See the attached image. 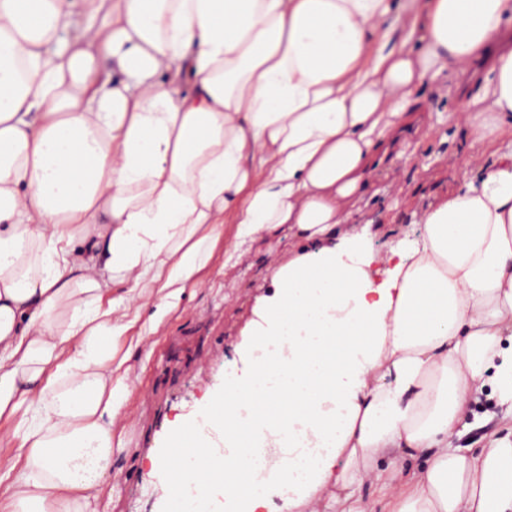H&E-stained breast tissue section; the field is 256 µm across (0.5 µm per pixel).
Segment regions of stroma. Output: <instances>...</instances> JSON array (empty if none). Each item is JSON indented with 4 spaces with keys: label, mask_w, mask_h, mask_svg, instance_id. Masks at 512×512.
<instances>
[{
    "label": "stroma",
    "mask_w": 512,
    "mask_h": 512,
    "mask_svg": "<svg viewBox=\"0 0 512 512\" xmlns=\"http://www.w3.org/2000/svg\"><path fill=\"white\" fill-rule=\"evenodd\" d=\"M491 62L488 55L475 61L472 77L460 90L443 94L432 84L418 89L412 122L381 163L351 221L355 228L378 226L376 249L415 238L418 214L449 187L470 178L464 129L448 115L466 111ZM297 249L295 239L284 232L245 249L236 246L232 231H225L221 265L201 285L186 289L160 325L151 321L156 307L150 304L130 328L112 337L113 363L129 362L138 379L120 395V417L112 431V476L89 512H172L162 465L170 435L223 393L224 371L241 363L244 332L257 300L274 292L265 274L268 256L284 263ZM502 415L496 394L483 390L471 403L469 430L453 441V448L470 454L486 446ZM422 463L419 456L384 459L372 482L325 489L318 512H341L347 497L360 512H382V486L404 484Z\"/></svg>",
    "instance_id": "stroma-1"
}]
</instances>
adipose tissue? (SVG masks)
<instances>
[{
  "mask_svg": "<svg viewBox=\"0 0 512 512\" xmlns=\"http://www.w3.org/2000/svg\"><path fill=\"white\" fill-rule=\"evenodd\" d=\"M510 20L512 0H0L6 512H86L112 472V288L164 316L228 224L302 249L267 263L245 366L164 460L177 512H315L400 449L424 464L385 512H512V49L470 102L472 177L419 238L383 258L343 229L417 89ZM488 384L504 436L452 450Z\"/></svg>",
  "mask_w": 512,
  "mask_h": 512,
  "instance_id": "adipose-tissue-1",
  "label": "adipose tissue"
}]
</instances>
